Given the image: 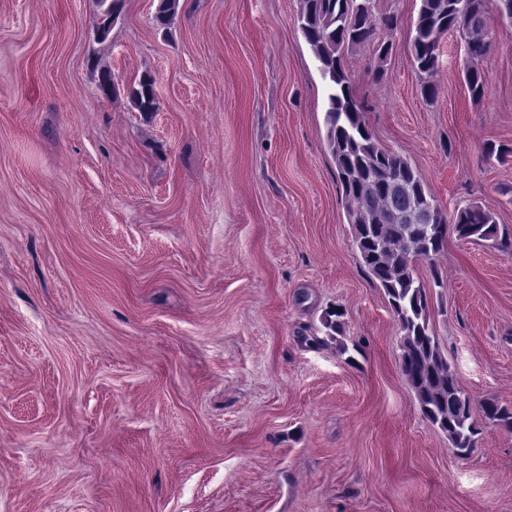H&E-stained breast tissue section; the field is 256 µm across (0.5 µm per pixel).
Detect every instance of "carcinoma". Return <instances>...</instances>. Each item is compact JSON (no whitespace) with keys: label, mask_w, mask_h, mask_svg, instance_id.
Wrapping results in <instances>:
<instances>
[{"label":"carcinoma","mask_w":512,"mask_h":512,"mask_svg":"<svg viewBox=\"0 0 512 512\" xmlns=\"http://www.w3.org/2000/svg\"><path fill=\"white\" fill-rule=\"evenodd\" d=\"M102 11L96 32L105 38L121 12L119 0ZM180 0H158L155 21L168 28ZM375 0H299L297 24L326 82L327 146L336 165V180L348 203L354 243L371 279L387 297L400 330L399 368L423 415L448 435L456 455L465 458L475 448L478 433L470 396L441 350L429 321L430 292L415 277L416 264H434L448 233L461 240H495L496 214L476 203L456 210L453 217L437 203L410 163L383 147L366 124L364 105L348 76L345 54L376 44L379 60L392 46L377 41V25L391 27L394 17L377 19ZM456 33L470 45L463 70L464 85L475 100L485 94L479 67L490 52L488 0H421L409 48L413 66L427 97L436 94L440 41ZM134 109L157 110L154 80L145 75L128 90ZM323 336L303 340L319 346L335 345L344 356L360 351L345 341V310L326 309L320 318ZM483 417L512 430V407L494 398L480 403Z\"/></svg>","instance_id":"obj_1"}]
</instances>
